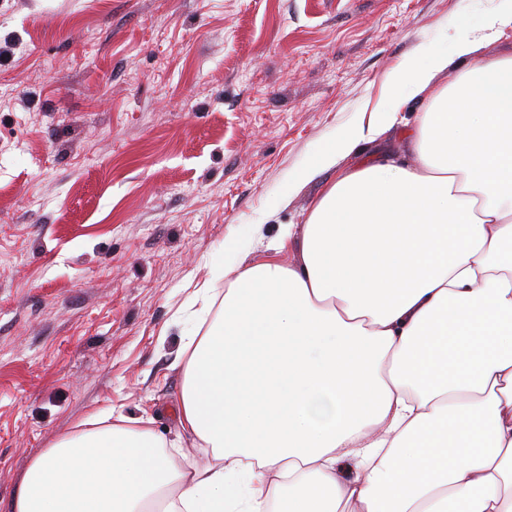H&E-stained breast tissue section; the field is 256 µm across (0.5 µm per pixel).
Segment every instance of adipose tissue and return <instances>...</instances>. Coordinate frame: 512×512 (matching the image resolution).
<instances>
[{
    "instance_id": "1",
    "label": "adipose tissue",
    "mask_w": 512,
    "mask_h": 512,
    "mask_svg": "<svg viewBox=\"0 0 512 512\" xmlns=\"http://www.w3.org/2000/svg\"><path fill=\"white\" fill-rule=\"evenodd\" d=\"M512 28V0L446 23L391 73L367 124L310 148L289 180L335 171L300 260L226 249L224 305L187 356L178 415L203 463L184 468L140 419L43 449L10 512H512V53L439 76ZM428 107L410 157L339 161Z\"/></svg>"
}]
</instances>
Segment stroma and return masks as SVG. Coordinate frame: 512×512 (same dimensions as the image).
I'll use <instances>...</instances> for the list:
<instances>
[{
	"mask_svg": "<svg viewBox=\"0 0 512 512\" xmlns=\"http://www.w3.org/2000/svg\"><path fill=\"white\" fill-rule=\"evenodd\" d=\"M493 0H0V512L92 414L177 440L183 342L224 243L302 224L313 143L360 121L415 45ZM285 205L270 213L273 197Z\"/></svg>",
	"mask_w": 512,
	"mask_h": 512,
	"instance_id": "1",
	"label": "stroma"
}]
</instances>
